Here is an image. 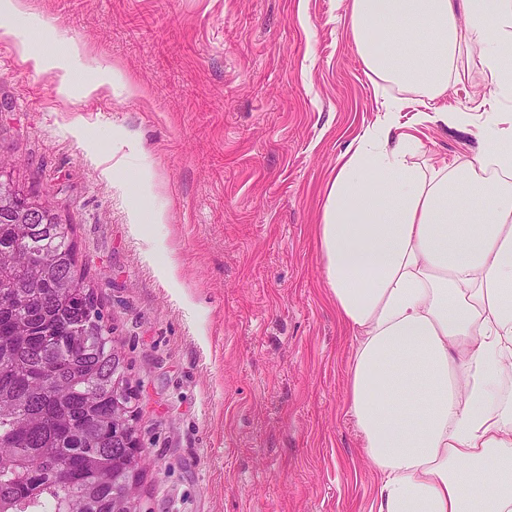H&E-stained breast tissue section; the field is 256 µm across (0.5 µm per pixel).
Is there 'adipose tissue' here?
Returning a JSON list of instances; mask_svg holds the SVG:
<instances>
[{"mask_svg":"<svg viewBox=\"0 0 512 512\" xmlns=\"http://www.w3.org/2000/svg\"><path fill=\"white\" fill-rule=\"evenodd\" d=\"M383 98L343 154L319 227L325 283L357 345L348 413L379 475L375 512H512V0H346ZM0 0V40L33 70L96 61L35 37ZM493 95L464 160L414 159L396 132L407 95L445 96L471 70Z\"/></svg>","mask_w":512,"mask_h":512,"instance_id":"adipose-tissue-1","label":"adipose tissue"}]
</instances>
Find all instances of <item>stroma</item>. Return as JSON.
Wrapping results in <instances>:
<instances>
[{
    "mask_svg": "<svg viewBox=\"0 0 512 512\" xmlns=\"http://www.w3.org/2000/svg\"><path fill=\"white\" fill-rule=\"evenodd\" d=\"M143 92L63 99L0 41V160L73 227L138 394L150 512H373L347 414L356 341L317 232L336 162L383 114L339 0H28ZM478 80L400 114L421 157L476 138L420 109L480 116ZM123 165L106 175L100 155ZM160 187L133 195L139 171ZM164 209L138 229L134 212ZM179 257L177 282L157 252Z\"/></svg>",
    "mask_w": 512,
    "mask_h": 512,
    "instance_id": "35a3bbf8",
    "label": "stroma"
}]
</instances>
